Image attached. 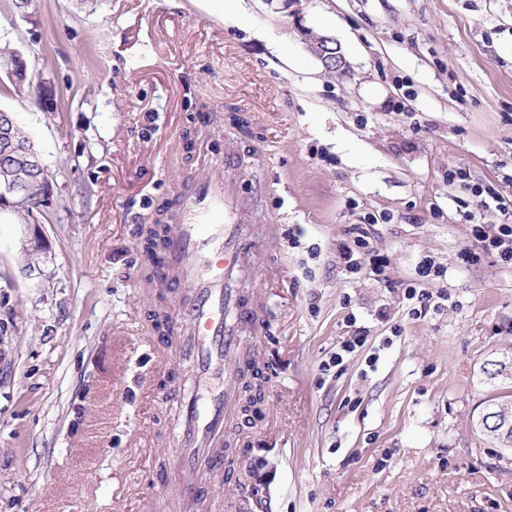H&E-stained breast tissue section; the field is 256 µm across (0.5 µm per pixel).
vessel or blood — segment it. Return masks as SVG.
I'll return each instance as SVG.
<instances>
[{
  "mask_svg": "<svg viewBox=\"0 0 512 512\" xmlns=\"http://www.w3.org/2000/svg\"><path fill=\"white\" fill-rule=\"evenodd\" d=\"M239 160L236 146L227 144L223 159L189 176L166 206L174 221L166 242L172 274L155 287H186L184 344L194 359L196 379L208 386L203 396L182 388L167 393L179 404L173 451L183 480L179 512H192L199 476L220 483L230 473L221 447L236 415L239 378L260 364L255 344L243 335L256 315L238 286L252 249L238 186L228 175Z\"/></svg>",
  "mask_w": 512,
  "mask_h": 512,
  "instance_id": "b4317fda",
  "label": "vessel or blood"
}]
</instances>
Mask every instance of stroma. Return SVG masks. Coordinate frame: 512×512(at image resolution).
<instances>
[{"instance_id": "obj_1", "label": "stroma", "mask_w": 512, "mask_h": 512, "mask_svg": "<svg viewBox=\"0 0 512 512\" xmlns=\"http://www.w3.org/2000/svg\"><path fill=\"white\" fill-rule=\"evenodd\" d=\"M0 44L55 93L43 111L0 73L52 185L30 219L0 211V512H172L160 396L192 361L153 344L151 312L179 298L145 287L146 230L229 137L265 227L242 287L267 363L258 413L230 426L234 479L260 512H512V453L471 429L480 367L512 345V265L459 258L471 223L506 221L460 200L512 197V0H0ZM356 227L382 273L344 270ZM309 52L315 56L327 72L345 75L347 61L341 51L340 45L331 37L320 36L304 39Z\"/></svg>"}]
</instances>
